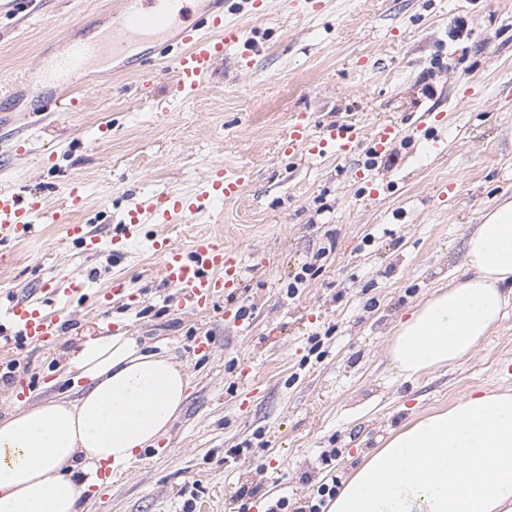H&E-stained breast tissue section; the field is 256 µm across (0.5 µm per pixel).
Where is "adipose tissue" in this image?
<instances>
[{
	"mask_svg": "<svg viewBox=\"0 0 512 512\" xmlns=\"http://www.w3.org/2000/svg\"><path fill=\"white\" fill-rule=\"evenodd\" d=\"M466 274L399 321L393 368L417 377L470 355L512 303V200L468 236ZM80 387L0 418V512H77L104 470L165 436L190 380L172 357L115 332L70 361ZM328 512H512V392L467 393L418 416L363 459Z\"/></svg>",
	"mask_w": 512,
	"mask_h": 512,
	"instance_id": "adipose-tissue-1",
	"label": "adipose tissue"
}]
</instances>
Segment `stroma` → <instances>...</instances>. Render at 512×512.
<instances>
[{
  "instance_id": "stroma-1",
  "label": "stroma",
  "mask_w": 512,
  "mask_h": 512,
  "mask_svg": "<svg viewBox=\"0 0 512 512\" xmlns=\"http://www.w3.org/2000/svg\"><path fill=\"white\" fill-rule=\"evenodd\" d=\"M322 2L233 16L258 49L225 55L193 97L175 95L162 60L144 80L91 66L79 109L59 112L56 90L26 73L109 27L112 0H0V187L39 193L50 213L37 238L0 243V337L14 333L9 307L77 291L51 348L0 350V374L22 366L0 381V417L19 392L32 405L56 397L79 341L111 328L167 352L191 378L162 454L142 451L127 476L84 494L80 512H268L283 495L296 508L320 485H342L411 419L470 391L512 389V308L454 365L406 380L387 356L397 321L463 272L484 210L512 197V0ZM430 110L436 119L420 126ZM300 113L318 130L392 122L404 133L374 159L290 156L282 135ZM219 165L249 169L239 200L187 223L142 225L126 251L110 246L136 204L190 191ZM69 223L89 225L99 248L70 241ZM160 231L185 247L222 238L241 263L238 288L208 313L178 309L151 249ZM306 264L315 275L288 295ZM117 279L128 295L100 306ZM202 337L210 351L197 350ZM242 486L257 496L237 500Z\"/></svg>"
}]
</instances>
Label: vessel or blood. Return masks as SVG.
Returning a JSON list of instances; mask_svg holds the SVG:
<instances>
[{"label": "vessel or blood", "instance_id": "vessel-or-blood-1", "mask_svg": "<svg viewBox=\"0 0 512 512\" xmlns=\"http://www.w3.org/2000/svg\"><path fill=\"white\" fill-rule=\"evenodd\" d=\"M116 22L112 27V44L103 45L88 36L72 42L61 54L44 57L39 68L44 84L65 89L57 97L58 111H68V92L77 90L75 76L86 66L107 58H127L130 65L141 66L153 57L170 60L177 95L189 97L199 93L210 80L217 61L228 51H251L254 45L230 26L227 18L236 10L235 0H199L189 8L185 0H117ZM393 123L363 133L360 127L339 122L322 132H314L306 114H298L284 136L285 154L303 151L312 156L349 157L370 146L375 154L386 153L401 135ZM249 180L248 169L233 172L210 169L194 190L187 193L166 192L149 197L127 213L125 238H132L142 224H180L206 213L215 202L241 197ZM46 216L42 198L23 196L13 190L0 189V237L24 241L36 236ZM152 248L160 261L163 281L177 288L181 305L197 312L213 309L225 289L237 287L241 268L224 242L214 236L200 235L191 250L171 238L156 237ZM72 304L71 298L57 300L54 308L17 305L10 319L18 335L30 344L46 349L61 334L63 318Z\"/></svg>", "mask_w": 512, "mask_h": 512}]
</instances>
